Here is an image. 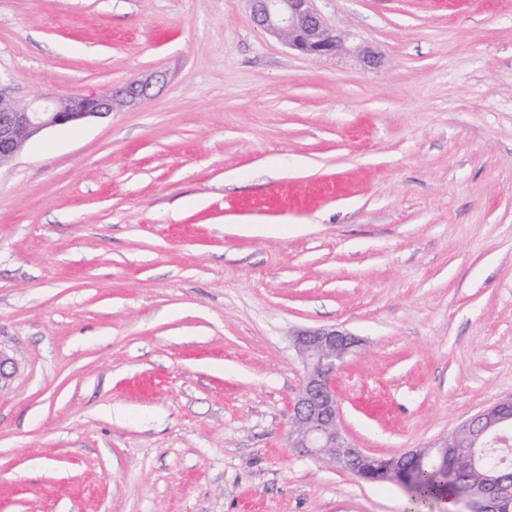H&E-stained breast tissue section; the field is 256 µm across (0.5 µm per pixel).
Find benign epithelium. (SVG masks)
Instances as JSON below:
<instances>
[{"mask_svg":"<svg viewBox=\"0 0 512 512\" xmlns=\"http://www.w3.org/2000/svg\"><path fill=\"white\" fill-rule=\"evenodd\" d=\"M253 21L264 31L280 36L294 49L314 56H330L343 49V38L330 31L313 8L314 0H248ZM158 75L132 81L117 90L55 95L32 104H16L0 93V163L18 156L45 130L110 115L117 107L133 105L146 97ZM359 340L350 333L303 330L293 336V346L304 369L301 390L290 418L291 447L320 457L364 476L361 465L367 454L354 447L339 421L334 375ZM456 439L442 453L456 455L458 469L468 474L481 454L491 447L512 445V402L489 405L460 425ZM512 496V472L500 474L478 496L467 486L457 490L454 501L461 512H498L502 500Z\"/></svg>","mask_w":512,"mask_h":512,"instance_id":"1","label":"benign epithelium"}]
</instances>
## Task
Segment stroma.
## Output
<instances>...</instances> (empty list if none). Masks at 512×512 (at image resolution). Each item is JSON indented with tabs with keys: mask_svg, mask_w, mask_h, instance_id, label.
<instances>
[{
	"mask_svg": "<svg viewBox=\"0 0 512 512\" xmlns=\"http://www.w3.org/2000/svg\"><path fill=\"white\" fill-rule=\"evenodd\" d=\"M314 7L344 52L247 0H0L19 102L165 76L0 166V512H402L291 447L301 329L360 338L371 455L512 401V0ZM253 21L280 36L294 49L314 56H330L343 49V38L330 31L313 8L314 0H248Z\"/></svg>",
	"mask_w": 512,
	"mask_h": 512,
	"instance_id": "obj_1",
	"label": "stroma"
}]
</instances>
